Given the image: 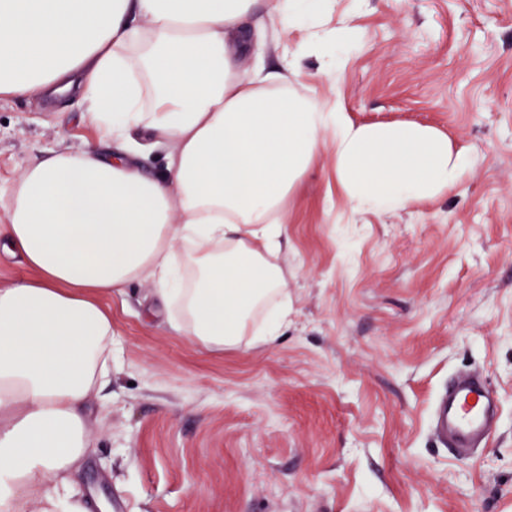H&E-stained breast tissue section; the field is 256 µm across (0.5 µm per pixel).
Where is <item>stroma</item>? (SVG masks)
Returning a JSON list of instances; mask_svg holds the SVG:
<instances>
[{"label":"stroma","mask_w":512,"mask_h":512,"mask_svg":"<svg viewBox=\"0 0 512 512\" xmlns=\"http://www.w3.org/2000/svg\"><path fill=\"white\" fill-rule=\"evenodd\" d=\"M366 35L340 83L290 76L358 123L435 127L474 164L445 195L355 213L322 157L288 201L278 342L208 349L147 317L148 281L102 298L108 383L78 488L103 512H512V0H333ZM69 97L0 98L2 189L47 151L99 142ZM500 398L486 448L434 434L449 376Z\"/></svg>","instance_id":"obj_1"}]
</instances>
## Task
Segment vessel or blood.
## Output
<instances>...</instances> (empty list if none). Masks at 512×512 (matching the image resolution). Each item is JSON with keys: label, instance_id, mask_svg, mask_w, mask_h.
<instances>
[{"label": "vessel or blood", "instance_id": "obj_1", "mask_svg": "<svg viewBox=\"0 0 512 512\" xmlns=\"http://www.w3.org/2000/svg\"><path fill=\"white\" fill-rule=\"evenodd\" d=\"M499 417L497 393L481 375L463 372L449 379L436 402L435 433L445 446L466 457L490 437Z\"/></svg>", "mask_w": 512, "mask_h": 512}]
</instances>
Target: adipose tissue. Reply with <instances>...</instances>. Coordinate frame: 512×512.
<instances>
[{
	"instance_id": "ef3b65f1",
	"label": "adipose tissue",
	"mask_w": 512,
	"mask_h": 512,
	"mask_svg": "<svg viewBox=\"0 0 512 512\" xmlns=\"http://www.w3.org/2000/svg\"><path fill=\"white\" fill-rule=\"evenodd\" d=\"M257 0H0V96H78L115 149H60L0 209V253L30 278L0 285V512H91L72 486L92 452L84 414L109 373L100 297L153 282L173 329L207 348L274 343L292 312L276 258L288 200L322 155L357 211L440 197L469 154L422 124H358L288 82L295 54L340 78L363 33L325 26L332 0H265L309 36L278 67L246 25ZM172 145L165 168L138 162Z\"/></svg>"
}]
</instances>
